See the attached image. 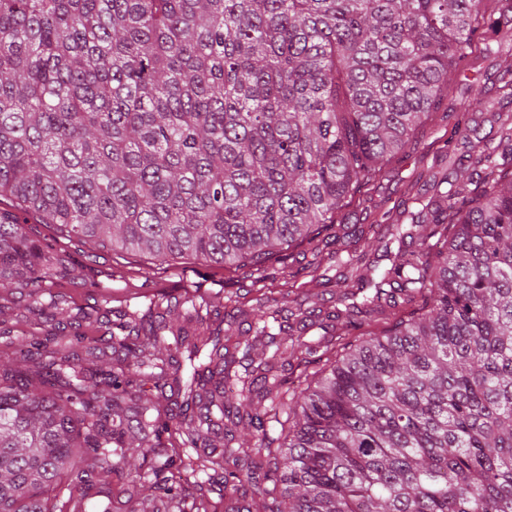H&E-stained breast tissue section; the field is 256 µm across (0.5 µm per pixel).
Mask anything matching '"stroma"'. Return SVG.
<instances>
[{
    "label": "stroma",
    "mask_w": 512,
    "mask_h": 512,
    "mask_svg": "<svg viewBox=\"0 0 512 512\" xmlns=\"http://www.w3.org/2000/svg\"><path fill=\"white\" fill-rule=\"evenodd\" d=\"M512 65V46L493 41L481 29L472 45L464 73L452 75L448 95L438 103L433 123L415 149L395 158L384 177L364 186L342 211L329 238L317 247L302 246L287 251L281 261H269L264 272L265 291L272 306L288 305L304 298L312 286L306 275L310 266H321L328 279L338 276V256L365 252L380 260L383 242L369 225L397 219L400 211L413 208V194H427L431 180L447 175L456 158L465 155L469 140L485 136L496 125L498 113L511 112L512 103L497 91L500 71ZM31 238L51 245L67 261L69 276L57 282L55 291L65 294L70 308L106 309L138 304L144 294L201 286L212 294L236 295L241 308H249L257 296L252 281L260 272L253 267L226 269L195 259L175 258L159 264L145 256L119 250H95L75 238L59 235L49 224L29 219ZM0 323L10 327L11 341L20 345L32 335H46L49 325L28 313L23 304L0 300Z\"/></svg>",
    "instance_id": "35a3bbf8"
}]
</instances>
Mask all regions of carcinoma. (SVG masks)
I'll list each match as a JSON object with an SVG mask.
<instances>
[{
  "mask_svg": "<svg viewBox=\"0 0 512 512\" xmlns=\"http://www.w3.org/2000/svg\"><path fill=\"white\" fill-rule=\"evenodd\" d=\"M488 2L0 0V291L53 326L0 366V512H512L511 113L416 233L388 225L410 238L389 267L349 258L332 298L360 339L313 346L302 308L259 299L242 372L197 288L126 306L93 368L87 312L58 321L48 293L63 260L24 227L226 268L314 247L431 124L480 21L512 46V0ZM322 358L301 387L268 376Z\"/></svg>",
  "mask_w": 512,
  "mask_h": 512,
  "instance_id": "cac0c4a2",
  "label": "carcinoma"
}]
</instances>
